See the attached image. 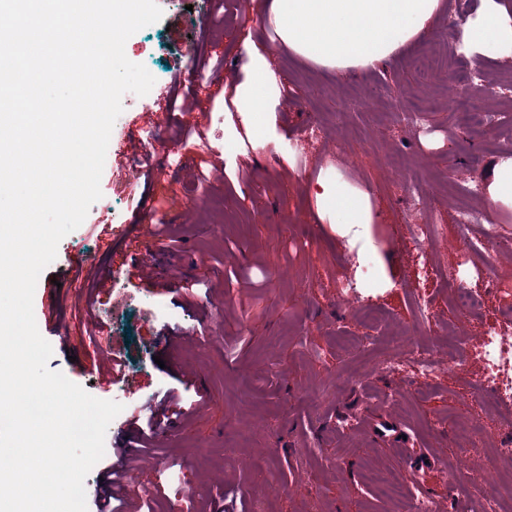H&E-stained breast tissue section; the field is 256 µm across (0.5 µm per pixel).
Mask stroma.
Segmentation results:
<instances>
[{
	"label": "stroma",
	"instance_id": "1",
	"mask_svg": "<svg viewBox=\"0 0 512 512\" xmlns=\"http://www.w3.org/2000/svg\"><path fill=\"white\" fill-rule=\"evenodd\" d=\"M161 19L125 44L129 60L154 76L152 98L166 116L143 115L141 98H122L100 181L101 198L85 221L58 244L39 277L33 301L41 335L50 342V369L92 396L123 406L110 423L106 452L87 475L88 512H95L100 478L114 463L122 429L166 391L183 404H207L174 424L160 423L154 446L129 471V506L138 512H388L368 469L395 473L412 496H427L441 512H463L471 479L481 494L495 490L512 462L461 448L457 419L473 411L466 387L479 377L476 358L459 370L421 379L370 371L369 361L341 355L338 335L377 336L385 344L416 343L413 311L401 282L436 300L432 332L476 344L481 331L448 305L446 268L455 213L445 201L456 185L459 202L484 211L512 238V205L493 202V164L512 157V111L486 97L469 76H494L512 86V55L490 50L464 55V20L457 0H441L427 35L405 52L365 71L312 64L279 44L267 19L269 0H232L206 10L200 0H157ZM271 53L272 68L289 97L272 89L270 111L244 119L238 93L255 77L256 55ZM430 54L439 75L421 73L416 58ZM204 73V85L189 73ZM456 87L467 109L498 114L471 129L448 104ZM424 108L425 135L398 123L395 109ZM203 134L185 144V127ZM141 146L154 170L144 177L133 157ZM482 191L466 194L471 182ZM342 184L366 199L370 221L338 223L316 194L320 184ZM426 196L424 224L443 235L428 252L443 271L420 279L417 252L399 247L410 193ZM166 223L176 241L153 261L166 289L146 287L125 269L138 245V226ZM114 225L111 244L99 235ZM375 262L372 301L384 321L371 325L339 300L350 253ZM126 292L112 304L98 274ZM215 285L185 304L184 280ZM103 331H94L90 310ZM185 334L175 351L159 335ZM107 337L129 365L112 386L92 372L99 339ZM386 416L403 425L440 466L409 477L396 449L385 447L366 419Z\"/></svg>",
	"mask_w": 512,
	"mask_h": 512
}]
</instances>
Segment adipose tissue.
<instances>
[{"instance_id":"obj_1","label":"adipose tissue","mask_w":512,"mask_h":512,"mask_svg":"<svg viewBox=\"0 0 512 512\" xmlns=\"http://www.w3.org/2000/svg\"><path fill=\"white\" fill-rule=\"evenodd\" d=\"M439 0H270L268 20L279 40L309 61L336 69H368L417 41L438 14ZM468 50L512 53V14L497 0L463 27ZM258 80L240 92L245 113L269 111L276 84L264 55L255 58Z\"/></svg>"}]
</instances>
